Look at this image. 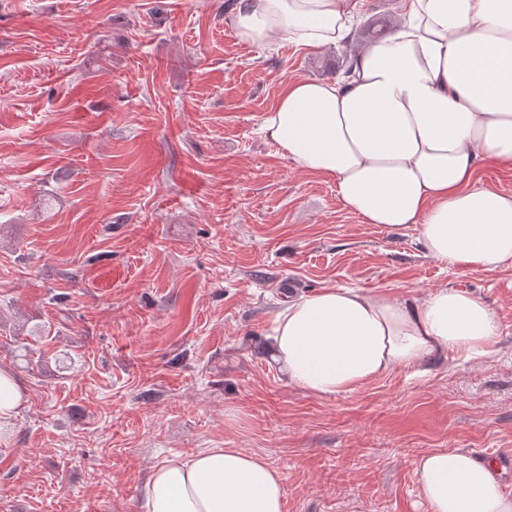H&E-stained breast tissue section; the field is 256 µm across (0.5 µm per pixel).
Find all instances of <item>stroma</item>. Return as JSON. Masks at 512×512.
<instances>
[{"instance_id": "obj_1", "label": "stroma", "mask_w": 512, "mask_h": 512, "mask_svg": "<svg viewBox=\"0 0 512 512\" xmlns=\"http://www.w3.org/2000/svg\"><path fill=\"white\" fill-rule=\"evenodd\" d=\"M227 0H0V365L27 402L0 512H143L163 460L263 456L287 512H425L414 463L512 452V264L427 257L260 131L288 82L351 46L241 41ZM477 294L497 353L347 394L289 386L261 350L291 293Z\"/></svg>"}]
</instances>
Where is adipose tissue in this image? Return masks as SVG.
Returning <instances> with one entry per match:
<instances>
[{
  "label": "adipose tissue",
  "instance_id": "ef3b65f1",
  "mask_svg": "<svg viewBox=\"0 0 512 512\" xmlns=\"http://www.w3.org/2000/svg\"><path fill=\"white\" fill-rule=\"evenodd\" d=\"M352 0H237V36L264 50L349 44ZM348 76L289 82L261 131L304 169L333 178L346 207L391 230L417 225L425 253L492 271L512 263V195L472 188L486 162L512 169V0H401L398 30L354 50ZM501 327L480 296L418 298L323 288L289 299L263 349L288 383L328 398L456 353L495 352ZM26 389L0 366V447ZM426 512H512L494 463L437 450L414 464ZM144 512H286L281 474L238 448L165 459Z\"/></svg>",
  "mask_w": 512,
  "mask_h": 512
}]
</instances>
